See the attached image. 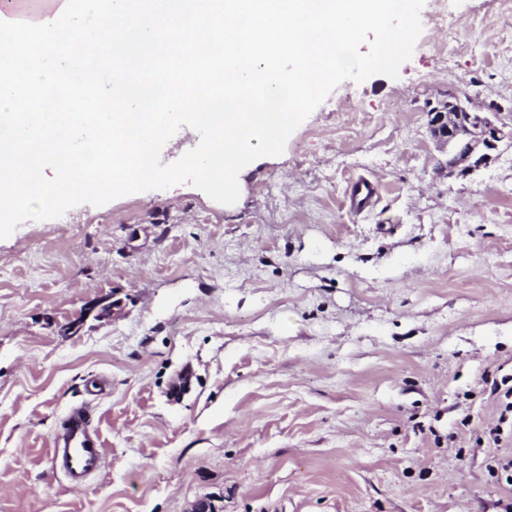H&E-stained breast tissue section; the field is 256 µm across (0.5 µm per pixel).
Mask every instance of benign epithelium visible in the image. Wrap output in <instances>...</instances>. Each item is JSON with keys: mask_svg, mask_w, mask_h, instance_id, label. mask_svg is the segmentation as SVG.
Segmentation results:
<instances>
[{"mask_svg": "<svg viewBox=\"0 0 512 512\" xmlns=\"http://www.w3.org/2000/svg\"><path fill=\"white\" fill-rule=\"evenodd\" d=\"M431 137L447 153L448 173L476 172L495 159L504 141L512 143V125L495 112H476L455 95L436 103L430 111Z\"/></svg>", "mask_w": 512, "mask_h": 512, "instance_id": "7a95c632", "label": "benign epithelium"}]
</instances>
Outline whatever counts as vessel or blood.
<instances>
[{"label":"vessel or blood","mask_w":512,"mask_h":512,"mask_svg":"<svg viewBox=\"0 0 512 512\" xmlns=\"http://www.w3.org/2000/svg\"><path fill=\"white\" fill-rule=\"evenodd\" d=\"M103 455L100 438L90 428L87 408L71 407L51 448L53 469L63 473L71 485L79 486L101 468Z\"/></svg>","instance_id":"obj_1"}]
</instances>
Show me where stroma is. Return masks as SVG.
Segmentation results:
<instances>
[{
    "label": "stroma",
    "mask_w": 512,
    "mask_h": 512,
    "mask_svg": "<svg viewBox=\"0 0 512 512\" xmlns=\"http://www.w3.org/2000/svg\"><path fill=\"white\" fill-rule=\"evenodd\" d=\"M450 4L398 79L343 82L244 167L234 205L179 184L0 239V512L512 502V145L452 175L429 134L452 92L512 123V0ZM81 403L105 458L75 488L50 450Z\"/></svg>",
    "instance_id": "stroma-1"
}]
</instances>
